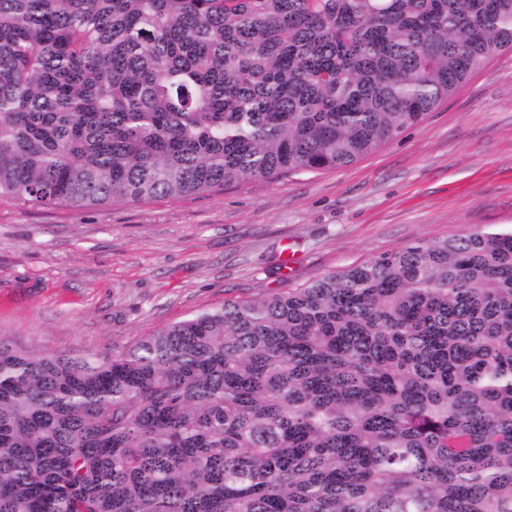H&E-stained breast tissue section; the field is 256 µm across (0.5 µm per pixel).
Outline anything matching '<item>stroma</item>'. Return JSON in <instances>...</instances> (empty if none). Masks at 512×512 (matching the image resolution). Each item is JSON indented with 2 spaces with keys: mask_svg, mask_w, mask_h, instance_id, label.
<instances>
[{
  "mask_svg": "<svg viewBox=\"0 0 512 512\" xmlns=\"http://www.w3.org/2000/svg\"><path fill=\"white\" fill-rule=\"evenodd\" d=\"M466 230H512L510 52L344 168L90 209L0 200V337L120 351L224 300Z\"/></svg>",
  "mask_w": 512,
  "mask_h": 512,
  "instance_id": "obj_1",
  "label": "stroma"
}]
</instances>
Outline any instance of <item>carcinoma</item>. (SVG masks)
Listing matches in <instances>:
<instances>
[{"label": "carcinoma", "mask_w": 512, "mask_h": 512, "mask_svg": "<svg viewBox=\"0 0 512 512\" xmlns=\"http://www.w3.org/2000/svg\"><path fill=\"white\" fill-rule=\"evenodd\" d=\"M512 0H0V199L353 164ZM0 512H512V231L418 240L112 354L0 337Z\"/></svg>", "instance_id": "1"}]
</instances>
